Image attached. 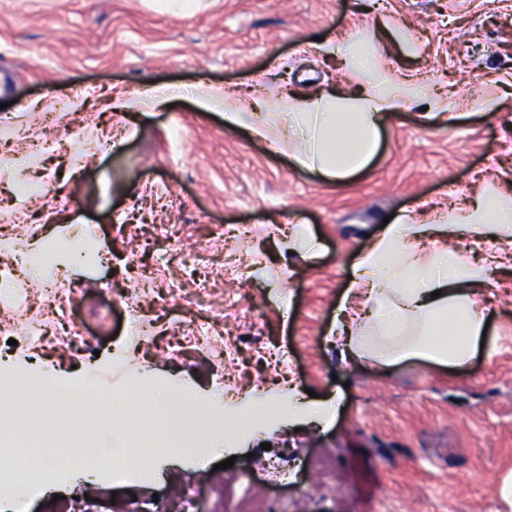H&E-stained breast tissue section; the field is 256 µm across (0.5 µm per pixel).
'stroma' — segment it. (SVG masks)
<instances>
[{
    "mask_svg": "<svg viewBox=\"0 0 512 512\" xmlns=\"http://www.w3.org/2000/svg\"><path fill=\"white\" fill-rule=\"evenodd\" d=\"M348 41L384 74L428 81L431 96L384 118L373 159L344 182L226 129L222 110L192 95L202 83L249 98L352 91L358 79L336 53ZM1 82L0 166L53 149L26 173L40 193L0 178V227L49 245L71 225L95 226L111 263L70 270L71 316L90 344L127 361L112 389L137 394L158 427L146 446L165 448L148 480L65 473L29 512H70L78 496L92 512L153 496L174 512L191 487L195 512H211V487L231 476L260 512H512L500 496L512 474V268L486 288L488 332L465 368L411 360L380 371L342 361L331 334L351 269L387 216L432 224L486 189L512 197V0H198L184 14L166 0H0ZM164 86L185 93L117 106ZM490 98L499 107L481 109ZM448 101L450 113L430 118ZM294 224L319 240L316 258L296 249ZM228 255L241 278L225 277ZM127 292L154 320L153 340L129 339ZM34 319L56 325L40 284L16 279L0 299V330L19 339L12 363L75 376L79 357L56 340L31 349ZM228 338L238 358H225ZM178 379L208 403L232 382L283 408L292 389L339 406L324 426L283 411L233 447L216 436L202 461L170 422ZM272 461L306 473L263 485Z\"/></svg>",
    "mask_w": 512,
    "mask_h": 512,
    "instance_id": "35a3bbf8",
    "label": "stroma"
}]
</instances>
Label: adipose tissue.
Returning <instances> with one entry per match:
<instances>
[{"instance_id":"1","label":"adipose tissue","mask_w":512,"mask_h":512,"mask_svg":"<svg viewBox=\"0 0 512 512\" xmlns=\"http://www.w3.org/2000/svg\"><path fill=\"white\" fill-rule=\"evenodd\" d=\"M339 53L367 77L362 92L291 96L269 120L216 86L197 90L198 103L206 110L223 107L226 128H248L270 151L291 154L299 166L347 179L371 161L383 117L401 111L407 97L403 82L384 80L367 54L347 45ZM488 224L512 245V199L487 194L438 224L404 216L383 226L353 266L336 314L342 359L382 368L410 360L458 368L472 360L486 324L482 295L498 263L469 261L451 239L458 232L482 234Z\"/></svg>"}]
</instances>
